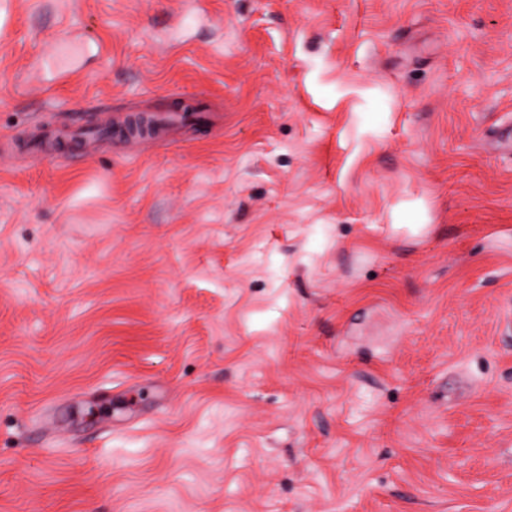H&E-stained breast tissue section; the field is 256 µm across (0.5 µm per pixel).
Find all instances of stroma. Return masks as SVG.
<instances>
[{"mask_svg":"<svg viewBox=\"0 0 512 512\" xmlns=\"http://www.w3.org/2000/svg\"><path fill=\"white\" fill-rule=\"evenodd\" d=\"M511 144L512 0H0V512H512Z\"/></svg>","mask_w":512,"mask_h":512,"instance_id":"stroma-1","label":"stroma"}]
</instances>
